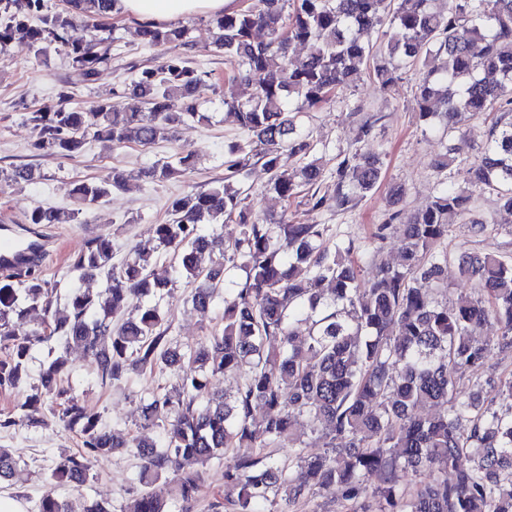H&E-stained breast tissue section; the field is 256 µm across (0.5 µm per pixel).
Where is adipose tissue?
Segmentation results:
<instances>
[{"mask_svg":"<svg viewBox=\"0 0 512 512\" xmlns=\"http://www.w3.org/2000/svg\"><path fill=\"white\" fill-rule=\"evenodd\" d=\"M233 9L234 0H115L110 14L161 26L189 15H217Z\"/></svg>","mask_w":512,"mask_h":512,"instance_id":"1","label":"adipose tissue"}]
</instances>
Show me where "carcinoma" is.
<instances>
[{
    "label": "carcinoma",
    "instance_id": "cac0c4a2",
    "mask_svg": "<svg viewBox=\"0 0 512 512\" xmlns=\"http://www.w3.org/2000/svg\"><path fill=\"white\" fill-rule=\"evenodd\" d=\"M113 0H64L52 11L45 0H0V50L25 42L38 55L62 47L81 82L95 80L111 60L108 39L89 18H106ZM256 0L245 9L215 18L216 47L237 60L234 77L254 86L244 102L227 104L245 139L229 145L224 177L205 191L191 192L171 204L172 218L155 225L156 239L173 250L177 270L199 281L192 303L207 309L224 295V330L187 353L171 346L168 312L157 304L138 307L135 316L112 323L130 299L157 295L167 281L150 270V252L119 266L112 264V239L90 240L71 260V269L104 277L93 294L73 290L69 314L53 309L49 283L35 269L0 279V390L21 388L36 343L60 349L40 373L41 387L31 389L0 427L39 422L47 408L82 439L74 454L50 469L56 482L79 487L93 463L119 448H134L142 459L139 492L126 512H188L203 483L202 467L236 448L235 462L224 468L223 491L211 512H278V497L298 500L330 485L347 500L366 494L365 479L385 474L376 490L379 512H512V382L501 390L506 408L482 390L460 387L462 375L478 367L492 347L477 329L489 319L500 326L496 345L512 349V254L462 252L461 274L477 293L454 301L438 300L417 287L440 279L448 266L443 244L454 224H469L482 234L489 220L474 215L472 193L448 181L407 224L389 223L402 242L397 265L382 264L373 280L363 281L353 254L364 247L353 241L323 246L327 227L283 219L266 224L245 203L240 184L257 159L270 174L268 190L290 208L306 198L308 211L343 207L371 193L380 183L379 154L343 158L336 167V198L329 202L315 190L320 167L309 159L314 145L298 129L300 114L329 103L341 88L360 79L368 58L376 59L372 76L393 89L401 72L422 68L417 86L423 121L440 118L453 133L467 118L493 113L490 137L467 167L472 186L498 195L512 213V0ZM389 24L395 37L382 46L361 35ZM263 29L267 39L257 41ZM139 36L149 48L164 47L163 60L141 70L117 96L142 109L126 112L105 102L93 114L97 136L114 144L154 142L165 131L191 118L209 121L198 110L206 87L204 75L190 65L183 27L141 24ZM307 46L302 57L294 46ZM185 101L182 112L171 100ZM27 121L39 128L38 152L66 158L81 153L90 127L88 116L72 108L32 110ZM303 161L298 174L280 169L282 152ZM196 152H182L173 162L142 172L164 182L190 171ZM33 179L30 169L0 170V181ZM126 187L122 174L112 182H82L73 189L77 204L93 208ZM65 213L46 208L32 212L30 224H61ZM234 221L240 236L231 248L202 230L205 224ZM246 273L229 281L225 264L203 265L215 252ZM28 307H42L41 330L21 331ZM82 347L98 358L105 380H119L132 366L170 369L178 387L153 394L141 406L140 426L158 428L164 444L135 438L120 440L99 416L80 405L71 388L60 386L69 369L68 349ZM245 381L232 393L213 390L215 376ZM425 405L443 412L423 417ZM264 410L256 419V409ZM319 433L327 450L304 454L303 437ZM288 444L291 454L278 460L260 448ZM300 469V477L292 468ZM404 469L431 479L409 493L394 478ZM18 474L11 453L0 448V482ZM38 512H74L67 501L47 497Z\"/></svg>",
    "mask_w": 512,
    "mask_h": 512
}]
</instances>
